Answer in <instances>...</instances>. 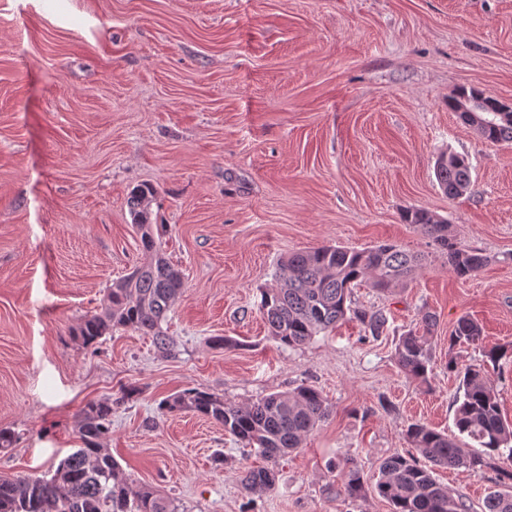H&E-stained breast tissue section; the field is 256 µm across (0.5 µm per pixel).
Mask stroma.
I'll use <instances>...</instances> for the list:
<instances>
[{
    "mask_svg": "<svg viewBox=\"0 0 512 512\" xmlns=\"http://www.w3.org/2000/svg\"><path fill=\"white\" fill-rule=\"evenodd\" d=\"M463 86L512 105V0H0V429L16 434L0 474L47 475L80 448L85 403L110 399L104 447L179 512H390L372 488L337 497L332 461L372 485L408 450L409 424L453 431L449 358L512 350V145L449 112ZM443 152L472 165L453 200L434 174ZM141 184L185 281L162 324L173 346L115 329L83 347L74 328L142 259L127 207ZM410 207L446 219L485 267L457 278L404 223ZM383 243L425 261L391 292L355 288L386 315L382 336L347 321L299 348L270 337L257 303L283 258ZM427 313L422 385L394 349ZM464 315L483 336L450 345ZM302 384L330 413L262 495L240 483L262 458L219 424L158 409L186 388L247 404ZM436 477L470 512L497 484L492 469Z\"/></svg>",
    "mask_w": 512,
    "mask_h": 512,
    "instance_id": "1",
    "label": "stroma"
}]
</instances>
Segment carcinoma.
<instances>
[{
  "mask_svg": "<svg viewBox=\"0 0 512 512\" xmlns=\"http://www.w3.org/2000/svg\"><path fill=\"white\" fill-rule=\"evenodd\" d=\"M501 102L475 87H461L448 98V110L472 127L485 142H512V112H501ZM435 177L450 198L466 193L471 185L468 158L442 153L435 162ZM154 189H134L128 198L132 226L139 236L145 261L112 284L108 305L101 314L85 318L76 330L82 344L93 345L116 328H129L153 338L160 350H169V337L161 324L184 291L182 272L161 252L163 225L153 223L150 203ZM404 220L422 227L447 255L448 268L459 278L475 275L487 263L482 253L457 244L448 235V222L423 208L405 210ZM421 257L394 244L362 250L322 246L294 253L281 261L280 287L260 290L259 310L270 337L288 348L302 347L315 336L343 321L360 323L369 336L383 334L387 318L379 310L353 306V288L368 283L382 293L409 279L421 267ZM434 316L426 314L421 328L410 330L395 343L394 358L409 378L429 384L432 372L431 343ZM480 324L461 316L452 342L476 344ZM506 356L503 349L486 352L487 363L458 367L448 359V372L459 380L455 396V434L440 432L415 422L405 436L412 450L394 455L379 465L374 490L391 506V512H469L466 502L433 476V468L462 469L478 474L496 466L508 451L512 458V422L502 417L489 365ZM166 413H194L224 426L244 446L258 449L266 460L276 461L300 447L302 440L325 419L327 402L312 385L289 392H275L248 405L199 388H186L159 403ZM112 425V401L91 400L76 422L82 443L60 460L50 479L0 475V512H178L174 501L147 486L133 487L130 475L102 447ZM483 448L467 453L463 438ZM340 471L338 494L356 500L365 495V480L357 465L346 460L331 463ZM274 468L262 466L243 471L240 483L251 494L275 487ZM501 489L489 493L486 512H512V469L499 470Z\"/></svg>",
  "mask_w": 512,
  "mask_h": 512,
  "instance_id": "1",
  "label": "carcinoma"
}]
</instances>
